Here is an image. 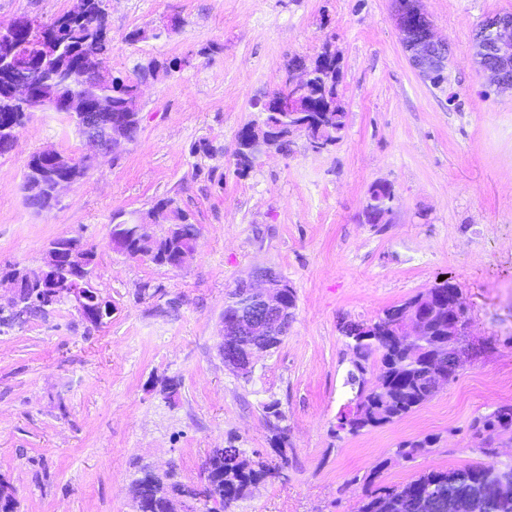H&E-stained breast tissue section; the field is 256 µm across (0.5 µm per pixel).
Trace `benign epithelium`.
Returning a JSON list of instances; mask_svg holds the SVG:
<instances>
[{
  "label": "benign epithelium",
  "mask_w": 512,
  "mask_h": 512,
  "mask_svg": "<svg viewBox=\"0 0 512 512\" xmlns=\"http://www.w3.org/2000/svg\"><path fill=\"white\" fill-rule=\"evenodd\" d=\"M397 24L403 47L411 66L425 81H429L448 66V43L435 37L431 20L420 5H415L408 19H403V9H397ZM474 57L488 87L498 93H512V14H497L483 22L474 44ZM0 70L12 75L6 94L21 105L27 115L35 112L54 110L72 112L73 104L58 105L36 90V84L43 81L40 73L31 70L24 54L16 52L0 57ZM311 71L288 69V94L269 99L278 112L291 116L305 112L303 94L309 84ZM127 116L112 114L110 101L100 99L97 103L81 110L80 127L88 134L87 154L90 161L110 152L117 153L130 143L124 127ZM42 157L56 168L74 166L72 157L55 150L41 151ZM390 201L377 205L369 203L365 209L368 224L386 222L391 212ZM26 284H40L56 289L50 296L53 303L66 301L74 305L86 319L97 324L112 315V305L105 300L93 284V256L82 246L62 248L53 243L44 253L43 266L37 270H21L16 275L0 278V288L8 292L7 309L25 316L21 310V288ZM229 302L237 310L232 320L222 321L220 336L221 350L235 348L240 355L224 359L225 366L237 372L252 370L255 360L272 349L273 341L288 335L291 317L283 302L280 278L271 268H260L250 272L235 284ZM399 335L409 340L422 336L418 313L413 311L404 319Z\"/></svg>",
  "instance_id": "1"
}]
</instances>
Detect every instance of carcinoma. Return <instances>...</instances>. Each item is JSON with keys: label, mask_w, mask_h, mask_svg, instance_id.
<instances>
[{"label": "carcinoma", "mask_w": 512, "mask_h": 512, "mask_svg": "<svg viewBox=\"0 0 512 512\" xmlns=\"http://www.w3.org/2000/svg\"><path fill=\"white\" fill-rule=\"evenodd\" d=\"M90 17L77 19L64 13L52 21L36 22L37 28L52 34L60 43L62 57L45 65L43 73L52 76L59 68L71 72L63 92L78 96L89 105L101 98L112 100V109L122 112L128 101L135 97L139 79L158 78L161 74L180 67L178 60L168 63L150 59L134 68V76L114 77L109 84L99 83L86 74L84 59L89 55H105L110 51L107 35V13L104 0H89ZM336 55L322 51L311 64L314 69L310 79L309 95L327 100L330 106L317 113L309 124L313 138L331 143L340 140L346 127V113L336 104V74L339 73ZM252 108L262 115V129L271 126L277 130L274 148L285 150L288 137V115L270 112L263 100L252 103ZM54 173L32 155L24 174L22 190L27 205L40 210L57 203L51 194ZM157 207H166L172 214L167 224H137L117 212L112 221L125 226L126 255L147 254L159 265L170 264L184 245V237L195 230L188 215L174 205L171 199H161ZM455 284L445 279L408 300L392 305L369 322L344 321L339 332L346 339L351 351L350 367L344 386L353 393L347 409L338 420L343 422L341 431L357 435L391 424L429 401L435 394L434 377L448 371V359L453 349L448 343V299ZM433 307L422 315L425 338L408 342L393 338L391 333L400 328L410 309L426 301ZM470 428L482 430L512 428V404H504L491 413L473 418ZM436 441L434 437L402 443L395 454L412 459L428 451ZM209 486L205 502L220 505L223 512L239 501L247 499L252 488L274 473L259 461L246 457L244 451L233 444L209 451L207 460ZM140 481L145 487V498L150 512H166V506L175 498H195L197 493L175 480V471L158 475L148 467L140 469ZM492 486L502 490L495 498H484L481 490ZM457 505L455 512H512V463L469 465L453 469H428L410 483L386 490L370 492L357 512H448V502Z\"/></svg>", "instance_id": "1"}]
</instances>
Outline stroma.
Listing matches in <instances>:
<instances>
[{
    "mask_svg": "<svg viewBox=\"0 0 512 512\" xmlns=\"http://www.w3.org/2000/svg\"><path fill=\"white\" fill-rule=\"evenodd\" d=\"M75 5L0 0V23L46 22ZM420 5L451 48L438 87L408 62L396 0H107V69L129 75L150 58L182 66L143 83L137 138L52 209L26 204L23 175L43 149L78 155L74 125L34 113L0 156V269H37L49 241L72 237L95 252L94 285L112 303L96 328L60 305L0 329V476L17 512H133L137 465L177 468L200 488L209 450L229 443L280 470L235 512H356L369 488L484 462L488 442L512 462V430L469 428L512 403V97L489 93L472 59L475 30L512 13V0ZM171 17L181 24L169 36L129 42ZM326 47L340 67L341 139L317 152L296 135L288 151L241 169L251 101L282 85L291 59L311 63ZM203 142L211 154L195 152ZM377 183L390 187L392 211L369 224ZM162 198L199 229L179 270L110 243L115 212L143 215ZM256 268L288 280L297 307L281 345L245 379L225 366L219 328L230 290ZM442 277L461 290L474 348L455 380L392 424L337 434L350 358L340 323L372 320ZM274 401L281 447L265 410ZM427 436L424 455L396 456Z\"/></svg>",
    "mask_w": 512,
    "mask_h": 512,
    "instance_id": "35a3bbf8",
    "label": "stroma"
}]
</instances>
